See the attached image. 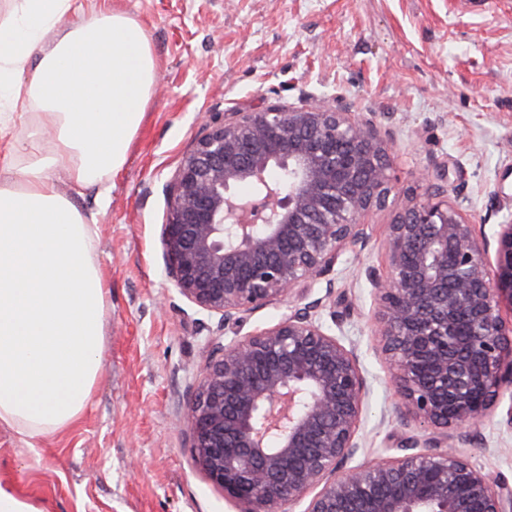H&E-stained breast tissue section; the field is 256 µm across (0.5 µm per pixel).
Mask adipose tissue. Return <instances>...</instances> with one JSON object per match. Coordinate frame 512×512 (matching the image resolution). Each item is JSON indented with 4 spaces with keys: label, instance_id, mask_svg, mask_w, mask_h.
Masks as SVG:
<instances>
[{
    "label": "adipose tissue",
    "instance_id": "obj_1",
    "mask_svg": "<svg viewBox=\"0 0 512 512\" xmlns=\"http://www.w3.org/2000/svg\"><path fill=\"white\" fill-rule=\"evenodd\" d=\"M9 2L0 12V427L35 440L83 415L107 336L98 227L59 184L102 186L123 168L156 61L125 14L76 0ZM30 110L35 130L18 138Z\"/></svg>",
    "mask_w": 512,
    "mask_h": 512
}]
</instances>
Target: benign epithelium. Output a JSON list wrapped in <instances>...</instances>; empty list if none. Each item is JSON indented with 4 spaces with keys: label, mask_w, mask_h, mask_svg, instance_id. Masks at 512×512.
<instances>
[{
    "label": "benign epithelium",
    "mask_w": 512,
    "mask_h": 512,
    "mask_svg": "<svg viewBox=\"0 0 512 512\" xmlns=\"http://www.w3.org/2000/svg\"><path fill=\"white\" fill-rule=\"evenodd\" d=\"M205 130L167 185L162 242L180 294L222 332L322 283L330 296V274L368 247L366 216L388 207L395 132L339 103L226 112ZM242 183L253 195L234 193ZM465 202L437 173L425 198L393 210L385 272L366 268L400 417L432 429L401 455L344 468L368 383L317 316L323 299L210 341L184 422L196 464L241 512H512V486L449 442L512 396V220L490 237ZM290 310L291 307H289L288 302H286L270 305L255 311L254 313L247 315L241 327H234L233 329L226 330V339L233 337L234 331H239L240 336H242L256 329L272 326L281 320L284 316L288 315Z\"/></svg>",
    "instance_id": "obj_1"
}]
</instances>
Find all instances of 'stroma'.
Instances as JSON below:
<instances>
[{"instance_id":"35a3bbf8","label":"stroma","mask_w":512,"mask_h":512,"mask_svg":"<svg viewBox=\"0 0 512 512\" xmlns=\"http://www.w3.org/2000/svg\"><path fill=\"white\" fill-rule=\"evenodd\" d=\"M144 27L157 78L144 122L108 188L64 185L99 227L109 288L103 366L67 432L0 429V482L43 512H240L196 466L183 415L216 316L166 274L167 185L209 115L338 100L396 132L393 193L423 197L417 168L444 170L486 234L512 220V0H79ZM372 288L344 272L319 311L343 317L371 382L356 463L397 456L416 424L373 333ZM501 399L461 450L512 482Z\"/></svg>"}]
</instances>
